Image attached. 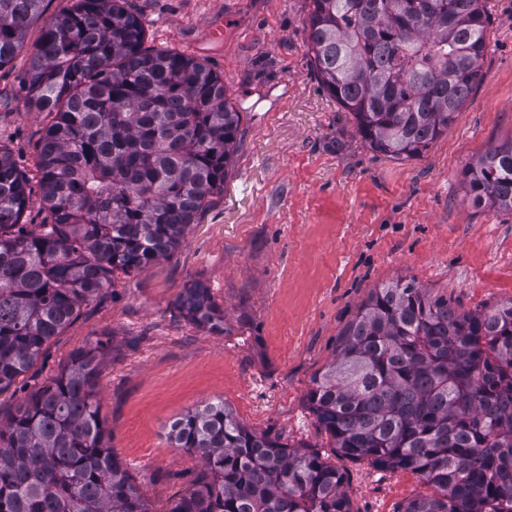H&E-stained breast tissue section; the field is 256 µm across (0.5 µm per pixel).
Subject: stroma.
Here are the masks:
<instances>
[{
    "mask_svg": "<svg viewBox=\"0 0 512 512\" xmlns=\"http://www.w3.org/2000/svg\"><path fill=\"white\" fill-rule=\"evenodd\" d=\"M149 50L203 60L243 114L224 190L171 256L118 275L103 297L0 392V422L100 342L99 415L109 444L167 512L201 471L167 432L188 410L224 401L257 435L309 446L343 477L351 512H399L430 488L415 474L349 459L332 447L307 402L342 332L374 288L415 280L463 312L512 299V213L474 205L462 171L512 139V0H485L483 79L448 130L418 159L372 152L354 119L320 86L305 46L310 0H129ZM75 0H44L23 47L0 69V149L26 182L25 224L50 215L39 184L46 113L29 104V72L45 26ZM223 23L222 40L207 42ZM347 147L333 152L327 136ZM202 284L224 310V333L187 320L184 288Z\"/></svg>",
    "mask_w": 512,
    "mask_h": 512,
    "instance_id": "1",
    "label": "stroma"
}]
</instances>
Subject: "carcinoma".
<instances>
[{
  "label": "carcinoma",
  "mask_w": 512,
  "mask_h": 512,
  "mask_svg": "<svg viewBox=\"0 0 512 512\" xmlns=\"http://www.w3.org/2000/svg\"><path fill=\"white\" fill-rule=\"evenodd\" d=\"M43 2L0 0V69ZM487 20L484 0H311L307 47L365 147L417 159L481 80ZM143 42L126 0H78L34 53L30 103L51 116L40 186L52 221L20 223L26 181L0 149V392L116 274L178 249L224 190L243 113L206 64ZM463 183L473 204L512 212V140L469 162ZM177 308L224 332L207 289H186ZM105 353H74L0 423V512H149L105 439ZM307 400L341 454L434 489L401 512H512V301L465 313L413 280L376 288ZM167 437L202 465L168 512H350L319 453L252 433L222 401L188 411Z\"/></svg>",
  "instance_id": "carcinoma-1"
}]
</instances>
